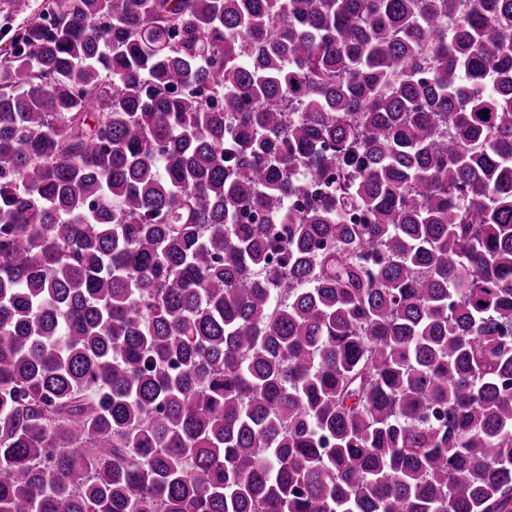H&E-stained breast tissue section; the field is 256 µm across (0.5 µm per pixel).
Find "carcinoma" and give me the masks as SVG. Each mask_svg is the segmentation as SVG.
<instances>
[{"label":"carcinoma","mask_w":512,"mask_h":512,"mask_svg":"<svg viewBox=\"0 0 512 512\" xmlns=\"http://www.w3.org/2000/svg\"><path fill=\"white\" fill-rule=\"evenodd\" d=\"M0 512H512V0H43Z\"/></svg>","instance_id":"1"}]
</instances>
